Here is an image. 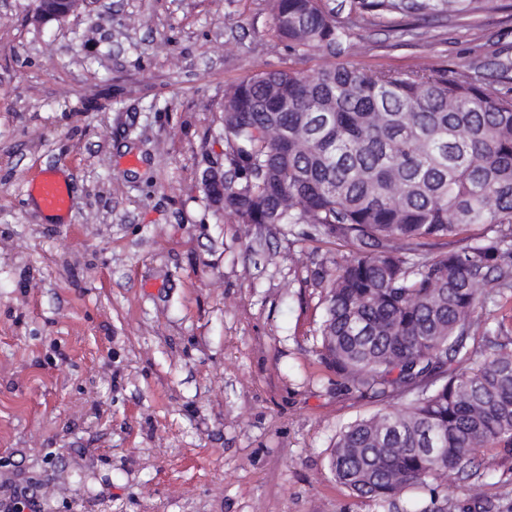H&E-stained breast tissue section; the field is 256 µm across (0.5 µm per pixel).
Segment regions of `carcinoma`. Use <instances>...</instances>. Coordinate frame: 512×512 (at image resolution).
Returning a JSON list of instances; mask_svg holds the SVG:
<instances>
[{"label": "carcinoma", "instance_id": "carcinoma-1", "mask_svg": "<svg viewBox=\"0 0 512 512\" xmlns=\"http://www.w3.org/2000/svg\"><path fill=\"white\" fill-rule=\"evenodd\" d=\"M491 0H359L339 21L323 0H273L296 56L336 63L257 74L224 92V211L244 224H308L348 249L332 271L321 361L374 398L414 393L336 434L329 469L353 494L396 507L408 487L512 456V87L489 88L469 62L454 76L421 64L366 71L348 59L351 26L394 14L468 19ZM472 226L481 232L467 236ZM442 246L433 255L429 249ZM496 295H481L490 279ZM485 311L489 354L470 359ZM484 320V311H481V309H478L472 316L470 347L473 350V360L482 359L485 354L484 349H486V346L483 341V333L485 331Z\"/></svg>", "mask_w": 512, "mask_h": 512}]
</instances>
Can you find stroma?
Returning <instances> with one entry per match:
<instances>
[{
    "label": "stroma",
    "instance_id": "35a3bbf8",
    "mask_svg": "<svg viewBox=\"0 0 512 512\" xmlns=\"http://www.w3.org/2000/svg\"><path fill=\"white\" fill-rule=\"evenodd\" d=\"M470 21L351 27L367 69L454 73L512 52V0ZM0 0V503L36 512H390L330 473L339 428L405 406L319 356L335 246L245 224L204 175L227 168V87L297 62L271 0H85L35 22ZM53 170L67 218L29 194ZM406 489L400 512H512V458Z\"/></svg>",
    "mask_w": 512,
    "mask_h": 512
}]
</instances>
